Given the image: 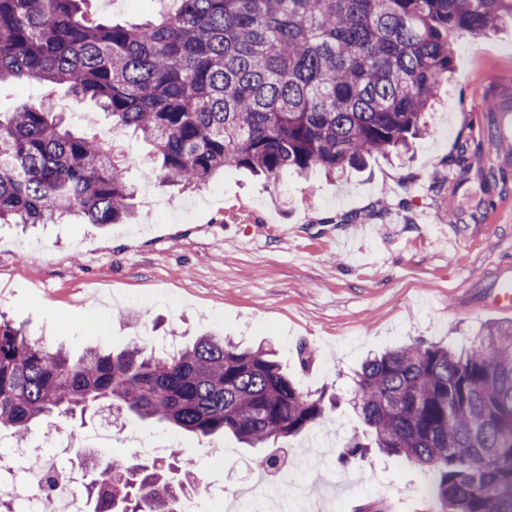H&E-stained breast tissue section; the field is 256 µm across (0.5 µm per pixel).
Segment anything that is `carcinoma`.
<instances>
[{
  "label": "carcinoma",
  "instance_id": "1",
  "mask_svg": "<svg viewBox=\"0 0 512 512\" xmlns=\"http://www.w3.org/2000/svg\"><path fill=\"white\" fill-rule=\"evenodd\" d=\"M89 0H0V84L38 80L90 99L153 144L159 179L199 188L228 167L273 182L332 175L409 149L452 72L454 40L512 21V0H179L143 24H106ZM125 170L96 135L25 104L0 114V224H119ZM341 461L376 448L426 472L441 512H512V323L470 345L417 341L365 360ZM106 403L206 438L255 446L316 425L324 397L302 393L272 351L205 334L157 352L135 341L74 359L0 320V430L69 427ZM179 454L91 468L92 512H184L197 477Z\"/></svg>",
  "mask_w": 512,
  "mask_h": 512
}]
</instances>
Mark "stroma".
<instances>
[{
  "label": "stroma",
  "mask_w": 512,
  "mask_h": 512,
  "mask_svg": "<svg viewBox=\"0 0 512 512\" xmlns=\"http://www.w3.org/2000/svg\"><path fill=\"white\" fill-rule=\"evenodd\" d=\"M177 0H91L102 20L144 22ZM57 102L79 132L110 135L137 189L136 216L98 226L73 219L22 229L0 224V312L30 335L72 356L162 338L171 347L215 331L247 346L273 348L298 388L349 394L361 361L416 338L457 345L512 320L490 306L497 271L512 267V152L500 123L512 119V26L460 37L453 72L432 102L427 135L408 152L371 156L364 168L328 178L285 173L271 183L229 169L198 191L159 185L154 147L65 88L30 81L0 86V111ZM465 164H456L458 155ZM360 215L372 235L358 257L341 248ZM459 240L444 241L446 232ZM363 425L341 403L310 430L270 449L233 436L199 438L152 420L87 413L81 439L94 464L149 460L180 449L201 489L189 512L231 503L256 477L261 512L326 492L314 469L353 476L333 512L378 503L391 512H438L427 475L371 453L343 463L346 439ZM298 470L264 483L263 454Z\"/></svg>",
  "instance_id": "1"
}]
</instances>
